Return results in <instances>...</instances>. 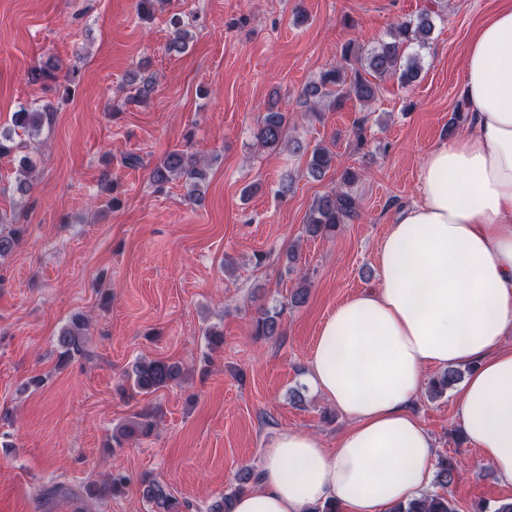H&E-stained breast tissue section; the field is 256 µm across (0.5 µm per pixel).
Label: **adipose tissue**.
<instances>
[{
  "label": "adipose tissue",
  "mask_w": 512,
  "mask_h": 512,
  "mask_svg": "<svg viewBox=\"0 0 512 512\" xmlns=\"http://www.w3.org/2000/svg\"><path fill=\"white\" fill-rule=\"evenodd\" d=\"M465 132L435 146L419 200L389 224L378 284L323 323L308 376L346 418L334 447L300 429L266 450L231 512H392L431 490L432 435L412 411L428 368L470 367L454 402L467 440L512 485V7L464 50Z\"/></svg>",
  "instance_id": "adipose-tissue-1"
}]
</instances>
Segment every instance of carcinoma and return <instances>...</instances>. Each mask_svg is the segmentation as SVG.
<instances>
[{
    "label": "carcinoma",
    "instance_id": "carcinoma-1",
    "mask_svg": "<svg viewBox=\"0 0 512 512\" xmlns=\"http://www.w3.org/2000/svg\"><path fill=\"white\" fill-rule=\"evenodd\" d=\"M432 30V15L429 11L420 13L416 19L402 21L397 24L387 41L379 43L367 54H362L353 43L344 44L341 56L344 60L351 59L357 66L346 71L331 68L320 73L318 80L309 84L302 93L304 103L309 110L316 108L323 101L339 107L348 99H355L367 104L375 99L379 83L384 78L395 76L404 85L415 82L420 73V55L410 53L408 49L418 44L425 45L427 36ZM31 80L43 87L57 81L55 68L51 66L36 67L31 71ZM57 108L51 104H32L22 106L13 113L12 127L8 131H0V156L16 154L24 148V143L16 141L15 135L21 130L30 135L41 130L44 124L52 122ZM288 115L271 106L267 109L255 138L264 148L275 151L282 144ZM334 154L325 147L312 149L308 160V174L320 178L334 163ZM36 167L27 156L18 161L17 189L24 193L28 182L35 175ZM205 173L199 159L190 153L170 152L156 166L151 179L158 190H163L170 181L179 179L184 182L191 197L200 194V186ZM357 179L351 169L344 170L340 178L341 189L332 191L315 200L308 218L307 232L313 236L330 235L342 224H348L359 216L357 197L351 192L350 186ZM279 312L263 310L259 312L253 329V336L270 338L278 333ZM86 322L80 318L72 320L59 335L58 342L62 348L61 356L70 359L76 355L89 356L86 350ZM180 376V369L164 360L138 362L134 365L128 378L133 388L140 392L155 391L175 382ZM461 373L456 369H447L429 381L428 392L437 398L452 389L460 380ZM153 429L150 414L143 413L138 419L119 428L112 435L113 446L120 447L123 441L136 435H148ZM459 474V466L455 459L440 456L436 461V490L427 491L418 499L406 505L395 507L392 512H457L450 487ZM258 479V475L248 470L240 478L239 485L227 496H223L209 508V512H226V505L239 492L244 484ZM125 484V477L113 475L99 485H92L89 491L97 499H104L116 492ZM143 496L150 505L151 512H191L192 504L177 497L173 492L156 481H147L143 487Z\"/></svg>",
    "mask_w": 512,
    "mask_h": 512
}]
</instances>
